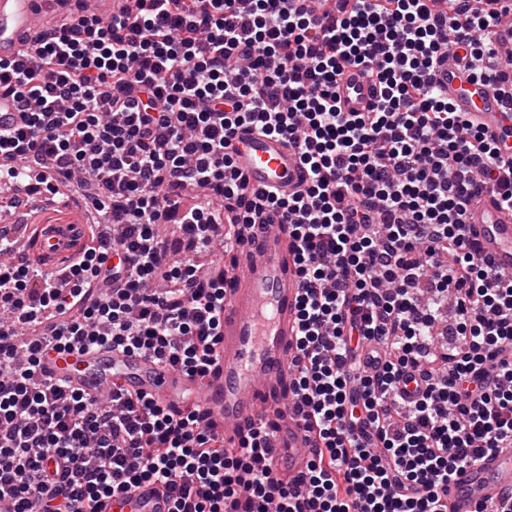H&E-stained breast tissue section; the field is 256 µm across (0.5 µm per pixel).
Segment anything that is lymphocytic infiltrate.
<instances>
[{"label":"lymphocytic infiltrate","instance_id":"obj_1","mask_svg":"<svg viewBox=\"0 0 512 512\" xmlns=\"http://www.w3.org/2000/svg\"><path fill=\"white\" fill-rule=\"evenodd\" d=\"M499 31L512 15L489 0H135L0 61L23 114L0 131L8 209L50 163L104 216L56 288L0 243V512H98L144 481L171 512H449V476L512 448V281L463 220L484 189L512 208V180L504 145L433 75L461 46L496 86ZM347 65L377 84L370 111H341ZM243 125L298 148L302 189L248 195L231 155ZM258 208L288 224L303 285L292 388L315 448L291 486L263 465L267 425L228 451L199 409L40 377L78 346L207 374L227 278L195 257L232 251ZM411 370L426 388L407 404Z\"/></svg>","mask_w":512,"mask_h":512}]
</instances>
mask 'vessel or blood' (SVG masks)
<instances>
[{
    "label": "vessel or blood",
    "mask_w": 512,
    "mask_h": 512,
    "mask_svg": "<svg viewBox=\"0 0 512 512\" xmlns=\"http://www.w3.org/2000/svg\"><path fill=\"white\" fill-rule=\"evenodd\" d=\"M83 4L92 5L103 19L117 10V0H0V60L18 58L34 35L57 30L63 19L78 16ZM435 84L447 92L456 111L468 113L488 136L512 146L511 73L491 88L470 78L452 58L436 67ZM337 87L346 112L369 111L376 97L374 82L354 66L344 69ZM233 148L234 166L250 189L275 187L288 194L306 181L298 150L282 138L245 127L235 134ZM68 209L71 220L48 224L36 222L33 206L18 207L0 222V237H11L15 225H27L24 260L46 273L63 268L87 238L81 221L83 203H69ZM465 224L478 255L502 278L511 279L512 209L486 190L469 204ZM237 254L240 263L227 276L218 359L208 376L191 377L150 356L109 348L48 356L44 375L94 397L118 387L171 407L197 406L229 447L237 445L250 428L270 423L268 466L274 477L291 485L308 466L310 443L291 388L302 289L287 225L266 223L245 232ZM511 494L512 448L485 454L448 482L451 512H477L479 506L496 505ZM170 508L167 493L149 483L99 504V512H170Z\"/></svg>",
    "instance_id": "obj_1"
}]
</instances>
